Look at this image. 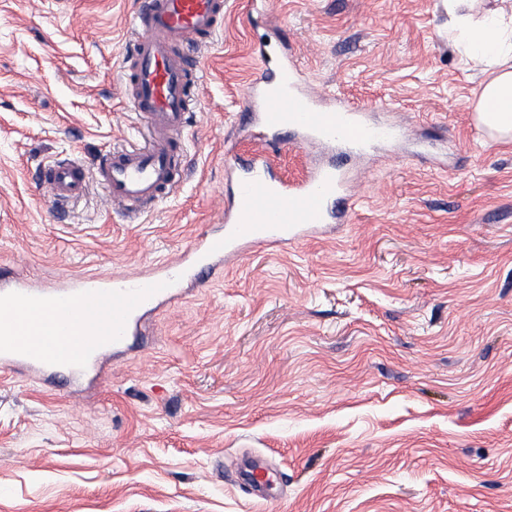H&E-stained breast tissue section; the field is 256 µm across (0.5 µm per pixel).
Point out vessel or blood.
Returning <instances> with one entry per match:
<instances>
[{
    "mask_svg": "<svg viewBox=\"0 0 512 512\" xmlns=\"http://www.w3.org/2000/svg\"><path fill=\"white\" fill-rule=\"evenodd\" d=\"M223 23L224 0H141L122 57V90L146 124L145 142L109 149L88 166L62 157L43 163L42 183L54 202H75L93 183L122 213L140 214L168 198L182 178V136L192 112L186 51L207 47ZM239 120L253 148L225 163L235 181L224 225L180 258L148 275L68 276L50 287L0 276V367L37 379L63 376L76 386L97 377L101 361L137 335L150 312L178 300L185 285H201L217 263L260 244L291 247L343 223L356 196L355 162L407 137L389 113L377 116L313 88L286 53L264 63ZM289 132L306 159L302 178L292 182L276 167ZM273 475L256 463L241 480L261 493Z\"/></svg>",
    "mask_w": 512,
    "mask_h": 512,
    "instance_id": "b4317fda",
    "label": "vessel or blood"
}]
</instances>
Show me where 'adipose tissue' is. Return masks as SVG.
<instances>
[{
	"label": "adipose tissue",
	"instance_id": "adipose-tissue-1",
	"mask_svg": "<svg viewBox=\"0 0 512 512\" xmlns=\"http://www.w3.org/2000/svg\"><path fill=\"white\" fill-rule=\"evenodd\" d=\"M448 16L459 47L489 66L475 107L478 124L503 141L512 140V16L474 15L470 0H448Z\"/></svg>",
	"mask_w": 512,
	"mask_h": 512
}]
</instances>
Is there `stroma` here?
<instances>
[{
	"instance_id": "35a3bbf8",
	"label": "stroma",
	"mask_w": 512,
	"mask_h": 512,
	"mask_svg": "<svg viewBox=\"0 0 512 512\" xmlns=\"http://www.w3.org/2000/svg\"><path fill=\"white\" fill-rule=\"evenodd\" d=\"M137 6L0 0V273L147 271L219 227L258 43L413 139L371 152L347 223L158 307L102 383L0 370V512H512V142L473 123L446 0H224L183 182L132 222L94 187L57 209L40 165L144 132L119 82ZM251 456L272 500L239 481Z\"/></svg>"
}]
</instances>
